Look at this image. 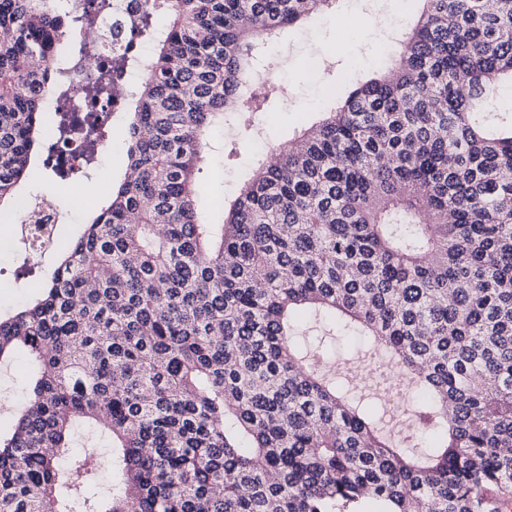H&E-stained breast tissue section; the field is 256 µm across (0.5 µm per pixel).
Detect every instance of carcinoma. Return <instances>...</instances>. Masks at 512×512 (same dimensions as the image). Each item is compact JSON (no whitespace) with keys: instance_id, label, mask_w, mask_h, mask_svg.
<instances>
[{"instance_id":"cac0c4a2","label":"carcinoma","mask_w":512,"mask_h":512,"mask_svg":"<svg viewBox=\"0 0 512 512\" xmlns=\"http://www.w3.org/2000/svg\"><path fill=\"white\" fill-rule=\"evenodd\" d=\"M336 0H155L167 37L131 106L133 177L0 317L37 366L0 438V512H512V0H421L390 70L362 74L199 219L207 131L251 137L258 45ZM62 4L0 0V206L34 165L68 55ZM305 309L418 379L401 446L295 342ZM79 422L112 436V499Z\"/></svg>"}]
</instances>
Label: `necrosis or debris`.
Here are the masks:
<instances>
[{"label": "necrosis or debris", "mask_w": 512, "mask_h": 512, "mask_svg": "<svg viewBox=\"0 0 512 512\" xmlns=\"http://www.w3.org/2000/svg\"><path fill=\"white\" fill-rule=\"evenodd\" d=\"M146 0H75L70 13V37L80 49L62 74L64 96H50L52 110H65V125L56 126L61 147L52 164L65 176L86 174L112 140V121L126 111L151 67L135 31ZM151 14V13H148ZM152 30L160 32L161 15L153 13ZM21 221L13 225L14 241L27 245L32 255H44L59 244V218L54 208L21 202Z\"/></svg>", "instance_id": "4bbe7bcc"}]
</instances>
